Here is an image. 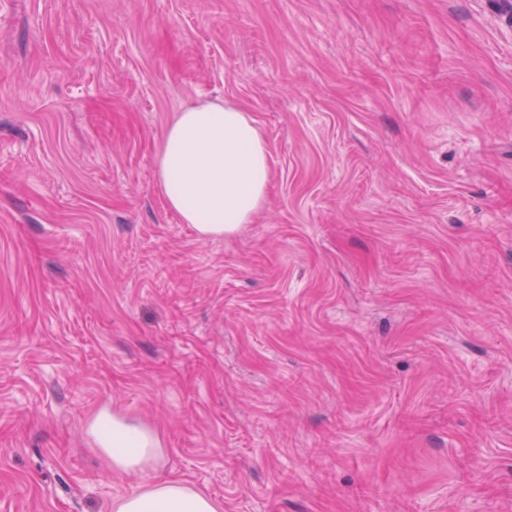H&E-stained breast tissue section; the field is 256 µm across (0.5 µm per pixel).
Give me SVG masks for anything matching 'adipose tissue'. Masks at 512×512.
<instances>
[{
	"mask_svg": "<svg viewBox=\"0 0 512 512\" xmlns=\"http://www.w3.org/2000/svg\"><path fill=\"white\" fill-rule=\"evenodd\" d=\"M271 151L248 112L230 102L191 105L168 125L157 158L166 204L203 238H221L252 223L270 188ZM112 471L140 473L165 459L152 429L103 409L87 428ZM112 512H219L188 483L170 478L119 497Z\"/></svg>",
	"mask_w": 512,
	"mask_h": 512,
	"instance_id": "ef3b65f1",
	"label": "adipose tissue"
}]
</instances>
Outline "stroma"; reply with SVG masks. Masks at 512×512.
<instances>
[{
  "mask_svg": "<svg viewBox=\"0 0 512 512\" xmlns=\"http://www.w3.org/2000/svg\"><path fill=\"white\" fill-rule=\"evenodd\" d=\"M224 100L264 208L204 239L156 159ZM159 433L112 472L89 420ZM512 512V11L503 0H6L0 512ZM218 504L188 483L170 478L153 482L112 502L111 512H219Z\"/></svg>",
  "mask_w": 512,
  "mask_h": 512,
  "instance_id": "obj_1",
  "label": "stroma"
}]
</instances>
